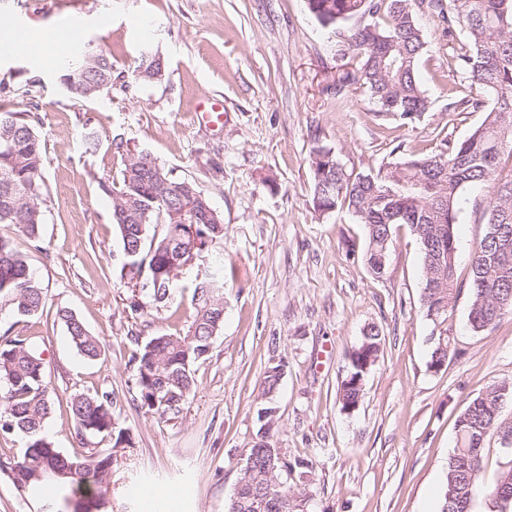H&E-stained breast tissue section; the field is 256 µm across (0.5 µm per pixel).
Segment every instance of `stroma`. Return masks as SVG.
<instances>
[{"instance_id": "stroma-1", "label": "stroma", "mask_w": 512, "mask_h": 512, "mask_svg": "<svg viewBox=\"0 0 512 512\" xmlns=\"http://www.w3.org/2000/svg\"><path fill=\"white\" fill-rule=\"evenodd\" d=\"M81 19L79 41L111 52L113 86L74 99L51 53L0 56V111H33L45 148L48 186L42 244L17 237L45 288L42 315L0 310V336H28L58 398L112 394L120 448L105 496L111 512H154L156 491L179 512H227L260 423L266 370L280 364L274 447L305 459L309 512H437L455 422L492 381L512 382V318L473 333L472 251L485 231L492 186L467 189L456 224L460 285L452 316L454 351L429 367L431 324L420 309L422 261L414 235L397 227L384 276L361 261L363 225L347 209L315 210L309 161L332 149L349 170L378 169L393 147L434 153L460 139L480 113L450 112L462 80L448 65L437 18L420 15L428 46L418 62L429 107L415 126L383 121L355 86L354 69L306 0H0V29L16 37H61ZM158 53L162 80L136 76L141 55ZM34 87L37 101L23 96ZM219 107L222 123L202 113ZM96 133L87 150L84 137ZM149 152L173 177L189 179L221 215L224 237L183 269L175 294L181 318L193 308L196 277L224 278V324L178 417L142 408L134 386L135 342L176 328L167 308L126 306L132 284L105 184L121 163L117 144ZM74 312L105 347L88 361L72 347L57 309ZM378 325L383 351L367 373L358 407L341 410L337 390L364 328Z\"/></svg>"}]
</instances>
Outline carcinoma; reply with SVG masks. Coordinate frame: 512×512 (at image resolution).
<instances>
[{"label":"carcinoma","instance_id":"obj_1","mask_svg":"<svg viewBox=\"0 0 512 512\" xmlns=\"http://www.w3.org/2000/svg\"><path fill=\"white\" fill-rule=\"evenodd\" d=\"M311 14L324 26H336V56L352 55L357 67L343 77L368 93L377 117H394L402 125L418 122L428 108V97L418 71L426 47L418 14L438 18L448 36L449 57L466 75L468 87L450 89L453 112H481L482 122L464 139L442 141L438 153H412L388 162L376 171L347 170L334 152L320 147L310 162V187L315 210L329 213L347 208L364 225L366 249L362 260L371 274H384L394 229L406 225L419 244L423 288L421 308L433 328L430 368L436 369L451 353L448 325L458 290L455 220L465 189L490 183L493 194L486 209V228L473 248L469 289L471 329H491L512 316V0H307ZM466 40L456 41V31ZM112 59L96 45H83L80 61L67 67L60 82L80 86L112 83ZM28 113L0 112V224L37 242L48 187L42 177L45 149ZM122 167L104 190L113 196V215L119 230L123 265L145 275L154 301L170 300L181 270L173 260L191 253L198 257L211 243L224 238L221 218L195 224V233L172 223V214L185 207L199 211L210 201L186 179H176L150 154L118 144ZM162 173L166 192L156 191L154 175ZM193 313L184 332H160L137 344L134 385L143 405L160 416L177 415L189 396L192 367L208 359L213 341L224 323V283L204 277L193 288ZM47 295L33 276L26 256L14 238L0 235V308L19 317L44 311ZM70 342L85 359L95 361L104 347L83 321L65 308L56 310ZM383 335L368 327L355 349L351 369L342 380L338 401L348 411L359 404L363 388L355 377L366 376L368 360L379 358ZM272 366L266 371L262 396L273 407L280 382ZM0 432L20 434L26 448L18 458H0L15 488L43 501V512H60L70 498L78 503L96 500L95 490L112 474V449L134 447L130 430L117 426L114 401L107 392H78L66 399V411L85 451L66 454L54 448L45 432L52 412V390L45 366L30 346V337L0 341ZM512 401V383H492L472 398L457 417L455 446L448 457L446 487L440 512L472 509L481 490L484 443L489 435L512 439V419L502 416ZM269 417L262 444L248 449L256 456L254 468L240 471L244 491L269 497L268 512H281L282 501L294 491L278 484L282 469L309 472L302 459L275 462L267 467ZM57 471L74 473L56 477ZM498 512H512V458L495 483L486 489Z\"/></svg>","mask_w":512,"mask_h":512}]
</instances>
